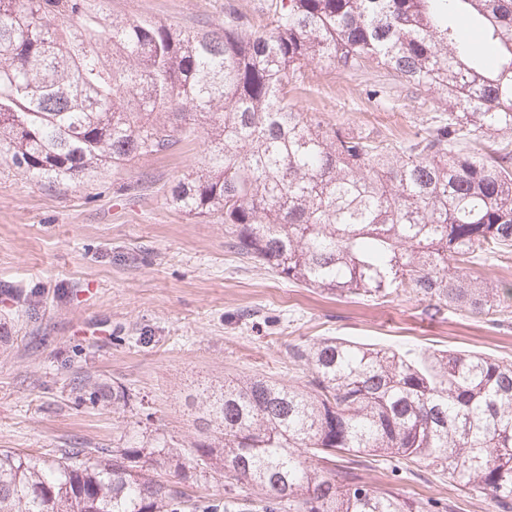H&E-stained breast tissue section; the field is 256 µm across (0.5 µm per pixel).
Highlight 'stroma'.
Listing matches in <instances>:
<instances>
[{
  "instance_id": "obj_1",
  "label": "stroma",
  "mask_w": 512,
  "mask_h": 512,
  "mask_svg": "<svg viewBox=\"0 0 512 512\" xmlns=\"http://www.w3.org/2000/svg\"><path fill=\"white\" fill-rule=\"evenodd\" d=\"M270 0H105L113 15L199 27L234 12L270 27ZM382 83L371 97L370 84ZM296 109L389 140L425 126L441 106L423 88L380 68L348 75L315 70L288 94ZM201 141L134 159L69 184H48L0 157V448L33 454L108 448L146 430L188 444L197 434L191 401L225 379L263 375L301 382L290 351L327 336L391 347L416 358L460 350L512 362L509 319L441 309L412 291L380 300L331 295L244 262L223 224L169 203L175 179L195 169ZM123 386L126 407L79 401L77 377ZM369 485L404 496L452 500L456 512L487 503L450 490L423 465L377 461L359 467Z\"/></svg>"
}]
</instances>
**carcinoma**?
<instances>
[{
	"mask_svg": "<svg viewBox=\"0 0 512 512\" xmlns=\"http://www.w3.org/2000/svg\"><path fill=\"white\" fill-rule=\"evenodd\" d=\"M462 17L480 41L460 36ZM272 18L190 29L103 0H0V156L75 182L201 131V165L169 202L224 222L242 258L321 292L410 290L498 322L512 287L471 266L512 254V0H275ZM373 64L432 90L442 112L394 143L288 105L309 68ZM294 357L303 385L249 376L199 394L187 449L159 437L0 449V512H431L430 498L352 476L368 457L423 462L512 512V362L448 350L418 362L341 337ZM80 390L129 400L104 379ZM339 453L352 456L340 469ZM212 473L256 499L190 495Z\"/></svg>",
	"mask_w": 512,
	"mask_h": 512,
	"instance_id": "carcinoma-1",
	"label": "carcinoma"
}]
</instances>
